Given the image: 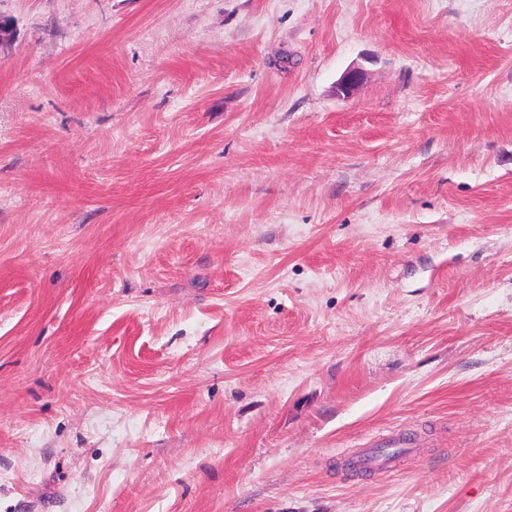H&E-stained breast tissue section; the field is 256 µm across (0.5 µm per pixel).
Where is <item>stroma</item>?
Segmentation results:
<instances>
[{
  "label": "stroma",
  "mask_w": 512,
  "mask_h": 512,
  "mask_svg": "<svg viewBox=\"0 0 512 512\" xmlns=\"http://www.w3.org/2000/svg\"><path fill=\"white\" fill-rule=\"evenodd\" d=\"M0 16V512H512V0Z\"/></svg>",
  "instance_id": "35a3bbf8"
}]
</instances>
